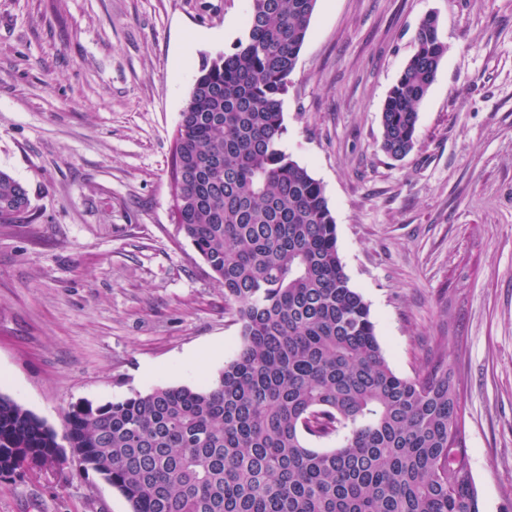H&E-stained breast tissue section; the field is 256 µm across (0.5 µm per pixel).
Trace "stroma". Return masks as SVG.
<instances>
[{"mask_svg":"<svg viewBox=\"0 0 512 512\" xmlns=\"http://www.w3.org/2000/svg\"><path fill=\"white\" fill-rule=\"evenodd\" d=\"M248 5L0 0V170L32 201L0 224V393L56 432L73 405L198 385L241 347L169 169L202 59L245 37ZM429 15L447 52L395 160L380 112ZM283 113L391 367L445 349L480 512H512V0H317ZM0 512L131 508L68 455L0 477Z\"/></svg>","mask_w":512,"mask_h":512,"instance_id":"stroma-1","label":"stroma"}]
</instances>
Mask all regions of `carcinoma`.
<instances>
[{
    "label": "carcinoma",
    "mask_w": 512,
    "mask_h": 512,
    "mask_svg": "<svg viewBox=\"0 0 512 512\" xmlns=\"http://www.w3.org/2000/svg\"><path fill=\"white\" fill-rule=\"evenodd\" d=\"M249 2L246 38L202 60L171 157L178 232L224 287L242 347L201 386L74 407L63 438L131 512H479L446 355L423 376L393 371L324 187L281 146L317 0ZM415 42L380 112L394 159L414 148L446 52L430 17ZM31 211L1 170L0 223ZM60 452L53 428L0 394L1 477L51 468Z\"/></svg>",
    "instance_id": "1"
}]
</instances>
